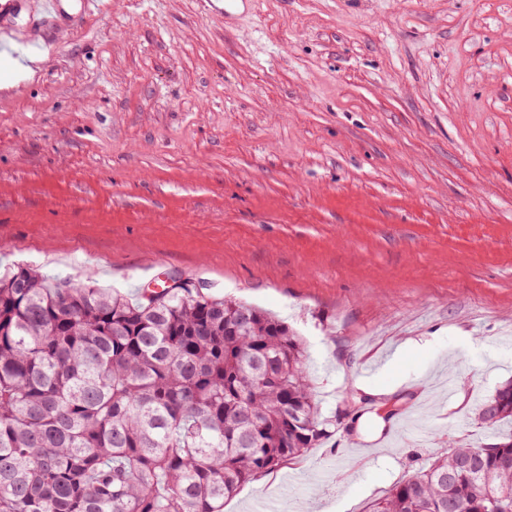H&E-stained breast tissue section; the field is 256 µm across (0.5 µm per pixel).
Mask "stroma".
<instances>
[{"mask_svg":"<svg viewBox=\"0 0 512 512\" xmlns=\"http://www.w3.org/2000/svg\"><path fill=\"white\" fill-rule=\"evenodd\" d=\"M199 2L63 0L46 35L28 0L0 265L130 298L190 278L288 323L333 435L224 512H367L512 439L476 415L512 379V0Z\"/></svg>","mask_w":512,"mask_h":512,"instance_id":"obj_1","label":"stroma"}]
</instances>
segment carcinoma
I'll return each instance as SVG.
<instances>
[{
  "label": "carcinoma",
  "instance_id": "1",
  "mask_svg": "<svg viewBox=\"0 0 512 512\" xmlns=\"http://www.w3.org/2000/svg\"><path fill=\"white\" fill-rule=\"evenodd\" d=\"M478 419L512 422V380ZM330 426L302 341L253 305L0 272V512H224ZM369 512H512V440L441 453Z\"/></svg>",
  "mask_w": 512,
  "mask_h": 512
}]
</instances>
